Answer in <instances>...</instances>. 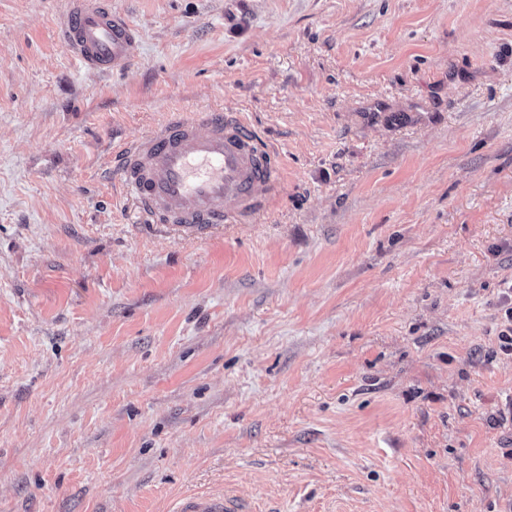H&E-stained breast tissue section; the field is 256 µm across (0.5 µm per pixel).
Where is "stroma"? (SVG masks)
I'll return each mask as SVG.
<instances>
[{
    "label": "stroma",
    "mask_w": 512,
    "mask_h": 512,
    "mask_svg": "<svg viewBox=\"0 0 512 512\" xmlns=\"http://www.w3.org/2000/svg\"><path fill=\"white\" fill-rule=\"evenodd\" d=\"M0 0V512H512V0ZM277 153L251 224L138 227L170 112ZM108 1L70 0L61 21L74 56L84 67L103 72L124 69L136 41L134 28ZM241 506L236 498L229 496L210 497L190 502L182 512H240Z\"/></svg>",
    "instance_id": "35a3bbf8"
}]
</instances>
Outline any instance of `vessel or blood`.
Masks as SVG:
<instances>
[{"mask_svg":"<svg viewBox=\"0 0 512 512\" xmlns=\"http://www.w3.org/2000/svg\"><path fill=\"white\" fill-rule=\"evenodd\" d=\"M61 28L84 67L110 72L127 66L136 32L109 0H69ZM113 155L121 192L147 223L191 233L231 219L254 221L280 181L270 148L239 115L220 110L170 113ZM183 512H241V506L220 495L191 502Z\"/></svg>","mask_w":512,"mask_h":512,"instance_id":"vessel-or-blood-1","label":"vessel or blood"}]
</instances>
